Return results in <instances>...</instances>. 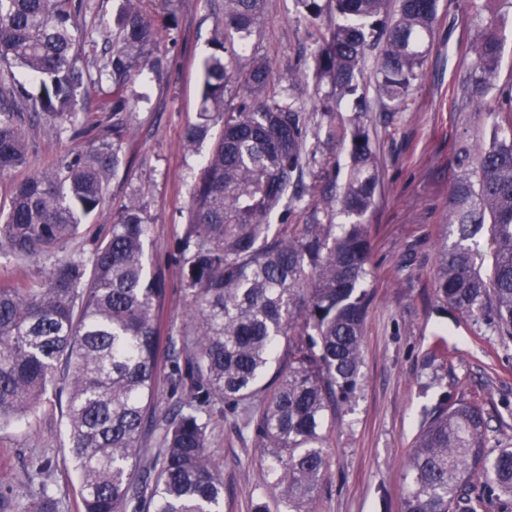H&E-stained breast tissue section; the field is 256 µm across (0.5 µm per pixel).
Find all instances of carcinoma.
<instances>
[{
	"mask_svg": "<svg viewBox=\"0 0 512 512\" xmlns=\"http://www.w3.org/2000/svg\"><path fill=\"white\" fill-rule=\"evenodd\" d=\"M141 0H122L111 49L83 52L82 0H0V173L29 164L24 114L71 122L95 90L89 69L111 84L98 109L112 111V143L34 170L0 206V254L25 263L48 260L26 288L0 286V424L31 413L66 367L69 451L82 477L84 512H223L224 483L206 450V402L215 397L253 428L276 508L311 512L327 469L328 413L342 411L361 382L364 325L372 299L364 217L379 187L376 155L364 128L349 130L347 182L325 197L330 223L280 224L270 217L299 198L315 153L309 120L279 95L271 63L234 67L267 0H224L211 53L201 65L200 110L184 135L193 150L221 126L191 186L181 251L197 312L182 379L194 393L168 420L158 459L142 464L140 439L154 418L159 347L156 300L162 281L148 275L144 241L151 223L137 196L115 213L110 237L91 268L56 250L79 233L103 203L119 165L120 115L128 88L152 65L158 32ZM315 21L334 11L312 55L318 85L342 100L356 94V71L371 42L376 93L406 106L427 57L438 0H401L397 19L377 31L388 0H296ZM461 109L480 105L495 87L503 41L493 16L481 19ZM39 83L31 93L14 69ZM241 82L248 97L235 109L226 95ZM495 121L489 142L458 144L462 175L448 195L452 244L439 256L438 298L512 340V106ZM350 222L331 223L336 213ZM494 246L490 270L476 264L478 236ZM488 421L480 405L441 402L425 417L405 464L401 512H482L497 499L512 506V446L486 450ZM484 478L480 492L474 475ZM0 512H57L42 492L18 509L0 493Z\"/></svg>",
	"mask_w": 512,
	"mask_h": 512,
	"instance_id": "cac0c4a2",
	"label": "carcinoma"
}]
</instances>
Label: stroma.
Here are the masks:
<instances>
[{
	"mask_svg": "<svg viewBox=\"0 0 512 512\" xmlns=\"http://www.w3.org/2000/svg\"><path fill=\"white\" fill-rule=\"evenodd\" d=\"M479 3L483 12L478 15L467 0H439L429 53L401 110L377 99L376 54L370 51L361 64L356 97L325 115L324 96L301 57L316 49L330 19L310 23L295 0H268L246 55L237 61L242 69L254 57L270 60L276 81L310 120L316 176L305 196L291 204L284 218L289 223L324 221L318 207L322 194L340 193L346 182L350 142L335 136V129L361 119L379 166L380 186L365 216L371 248L366 286L372 301L361 385L351 410L329 421L328 467L315 512H400L404 463L424 416L440 400L481 404L489 424L488 449L512 445V341H502L436 295L437 256L448 239V193L460 174L454 145L464 134L473 145H482L491 131L487 114L502 104L492 94L470 107L468 123L458 118L460 86L480 15L496 17L503 40L495 85H512V0ZM119 6V0H85L79 21L87 35L86 53L102 51ZM222 9L223 0H144L142 10L161 40L152 69L129 87L139 103L126 120L120 165L101 207L58 251L91 261L111 232L117 204L129 196H137L152 219L146 248L164 293L157 302L161 346L155 418L141 439L151 454L163 445L166 419L188 395L178 373L185 360L172 353L195 323L179 258L190 187L213 142L205 140L189 151L184 134L197 117L200 67ZM75 126L82 130L77 138L50 119L26 123L31 166L0 174L1 204L29 169L112 138L108 112L88 109ZM284 219L272 216L271 224L279 226ZM66 393L65 384H58L34 413L0 427V491L24 497L23 478L29 474L59 500L60 512H82L81 483L68 452ZM207 450L223 477L224 512H252L266 493L261 450L240 414L219 400L210 405Z\"/></svg>",
	"mask_w": 512,
	"mask_h": 512,
	"instance_id": "obj_1",
	"label": "stroma"
}]
</instances>
